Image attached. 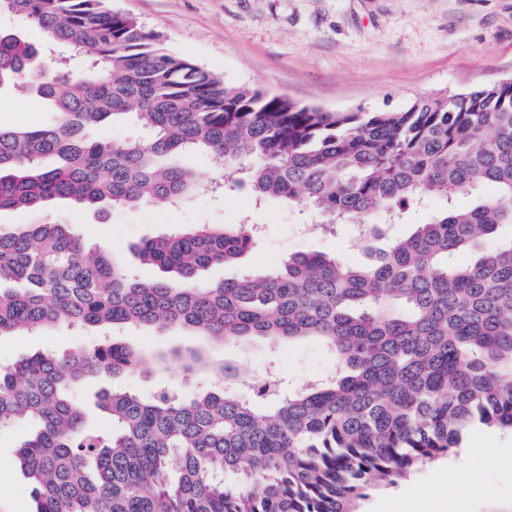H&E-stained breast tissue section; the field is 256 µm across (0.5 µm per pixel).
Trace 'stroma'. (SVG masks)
<instances>
[{"mask_svg": "<svg viewBox=\"0 0 512 512\" xmlns=\"http://www.w3.org/2000/svg\"><path fill=\"white\" fill-rule=\"evenodd\" d=\"M112 5L224 81L329 110H400L420 96L458 93L512 76V0H112ZM52 119L32 94L0 91V126H42ZM38 219L70 225L88 246L104 250L143 280L158 272L133 256V245L197 224L247 220L260 229L242 263L206 272L213 282L267 271L298 252L353 263L366 259L356 225L338 226L329 235L314 213L274 198L258 204L245 190L200 195L175 206L116 209L104 217L64 202L36 215L0 211L1 226ZM112 339L147 356L204 347L214 361L297 386L336 366L334 355L314 338L289 343L256 338L222 346L178 328L67 325L1 337L0 366L48 349L61 352ZM27 433L23 424L0 428V500L9 512L36 508L16 461ZM500 448H512V432L476 423L460 447L417 464L406 478L418 481L422 496L462 503L466 512H512V469L497 456Z\"/></svg>", "mask_w": 512, "mask_h": 512, "instance_id": "obj_1", "label": "stroma"}]
</instances>
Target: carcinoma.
<instances>
[{"label":"carcinoma","instance_id":"cac0c4a2","mask_svg":"<svg viewBox=\"0 0 512 512\" xmlns=\"http://www.w3.org/2000/svg\"><path fill=\"white\" fill-rule=\"evenodd\" d=\"M82 61L73 72L19 32L0 31V90L23 87L48 125L0 127V210L63 200L114 207L182 202L203 183L176 158L205 153L215 185L357 224L370 257L320 252L212 283L203 272L251 250L248 224H201L134 247L159 269L136 279L65 224L0 227V337L60 323L181 327L219 343L319 339L336 371L286 394L195 349L152 357L157 371L219 382L190 397L112 387L87 426L74 389L87 377L141 370L130 346L99 342L0 367V426L24 422L16 460L36 512H353L364 490L394 483L458 447L473 420L512 430V78L398 111H329L229 84L169 50L109 0H0ZM132 118L143 135L96 131ZM490 184L467 208L457 197ZM446 206L376 249L378 218L398 223L425 197ZM459 253L471 254L464 264Z\"/></svg>","mask_w":512,"mask_h":512}]
</instances>
